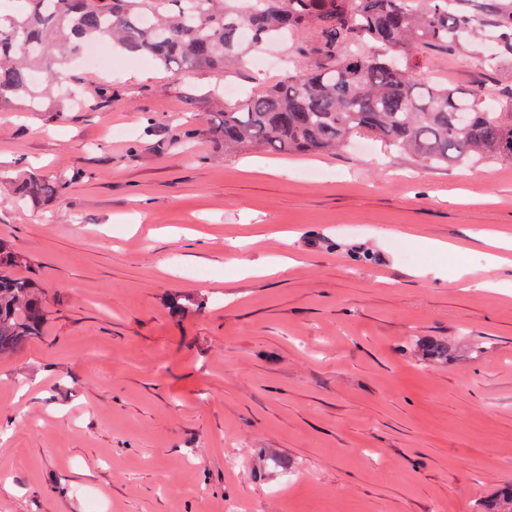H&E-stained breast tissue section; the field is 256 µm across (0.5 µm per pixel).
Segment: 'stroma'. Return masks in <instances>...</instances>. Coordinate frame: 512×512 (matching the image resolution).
I'll list each match as a JSON object with an SVG mask.
<instances>
[{
    "label": "stroma",
    "instance_id": "1",
    "mask_svg": "<svg viewBox=\"0 0 512 512\" xmlns=\"http://www.w3.org/2000/svg\"><path fill=\"white\" fill-rule=\"evenodd\" d=\"M314 62L297 41L220 74L77 58L71 94L0 109V238L48 310L0 362V512H477L512 483V268L479 238L512 231V164L212 135ZM412 63L512 93V65L465 48ZM30 175L68 187L23 205ZM183 294L204 309L174 313ZM417 337L489 348L440 365Z\"/></svg>",
    "mask_w": 512,
    "mask_h": 512
}]
</instances>
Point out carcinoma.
Returning <instances> with one entry per match:
<instances>
[{"label":"carcinoma","mask_w":512,"mask_h":512,"mask_svg":"<svg viewBox=\"0 0 512 512\" xmlns=\"http://www.w3.org/2000/svg\"><path fill=\"white\" fill-rule=\"evenodd\" d=\"M0 12V108L40 105L81 47L108 40L175 73L224 72V63L265 42L313 32L322 59L224 108L215 135L226 148L320 154L357 139L379 142L426 166L512 164V100L492 90L460 92L433 84L409 66L419 46L457 51L493 39L483 65L512 64V0H18ZM387 50H369L372 45ZM68 180L29 178L24 199L59 196ZM0 240V360L40 336L46 321L35 279ZM422 355L450 359L448 345L418 343ZM479 512H512V485L482 501Z\"/></svg>","instance_id":"1"}]
</instances>
